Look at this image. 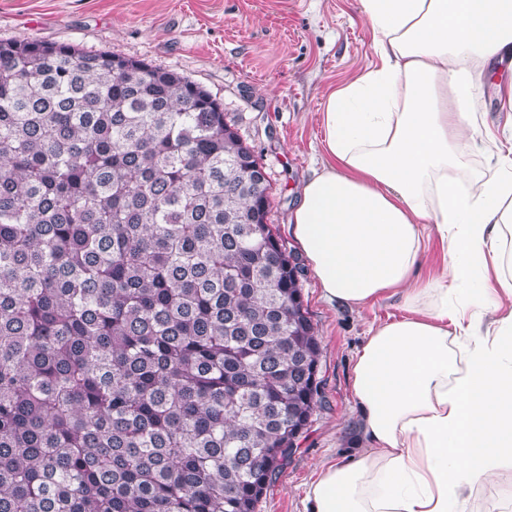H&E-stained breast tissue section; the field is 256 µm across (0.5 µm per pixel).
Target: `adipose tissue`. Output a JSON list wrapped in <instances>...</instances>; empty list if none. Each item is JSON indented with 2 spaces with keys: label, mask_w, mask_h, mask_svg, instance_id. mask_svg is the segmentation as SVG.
Returning <instances> with one entry per match:
<instances>
[{
  "label": "adipose tissue",
  "mask_w": 512,
  "mask_h": 512,
  "mask_svg": "<svg viewBox=\"0 0 512 512\" xmlns=\"http://www.w3.org/2000/svg\"><path fill=\"white\" fill-rule=\"evenodd\" d=\"M360 6L377 62L328 93L325 159L289 225L325 298L397 296L407 314L359 351L365 448L322 470L308 512H465L512 468V141L473 110L512 58V0ZM432 236L442 265L418 285Z\"/></svg>",
  "instance_id": "adipose-tissue-1"
}]
</instances>
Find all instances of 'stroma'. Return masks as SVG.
I'll use <instances>...</instances> for the list:
<instances>
[{"label":"stroma","instance_id":"35a3bbf8","mask_svg":"<svg viewBox=\"0 0 512 512\" xmlns=\"http://www.w3.org/2000/svg\"><path fill=\"white\" fill-rule=\"evenodd\" d=\"M71 43L141 59L200 84L251 147L269 180L267 221L297 253L302 298L321 346L322 405L260 512H305L321 469L352 452L360 413L353 366L368 331L403 317L398 299L326 301L288 227L323 160L327 92L375 57L359 0H0V40ZM512 512V471L476 487L467 512Z\"/></svg>","mask_w":512,"mask_h":512}]
</instances>
